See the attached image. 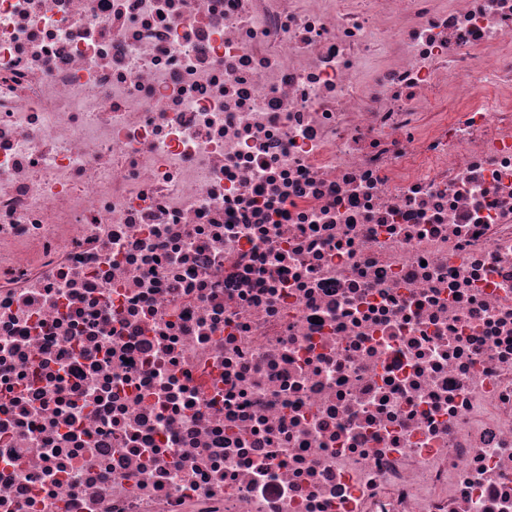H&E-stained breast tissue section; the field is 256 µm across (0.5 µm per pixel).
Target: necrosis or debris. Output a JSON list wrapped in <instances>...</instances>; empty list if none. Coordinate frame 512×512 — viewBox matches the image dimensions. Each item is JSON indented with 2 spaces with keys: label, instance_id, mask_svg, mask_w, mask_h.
Segmentation results:
<instances>
[{
  "label": "necrosis or debris",
  "instance_id": "1",
  "mask_svg": "<svg viewBox=\"0 0 512 512\" xmlns=\"http://www.w3.org/2000/svg\"><path fill=\"white\" fill-rule=\"evenodd\" d=\"M0 512H512V0H0Z\"/></svg>",
  "mask_w": 512,
  "mask_h": 512
}]
</instances>
